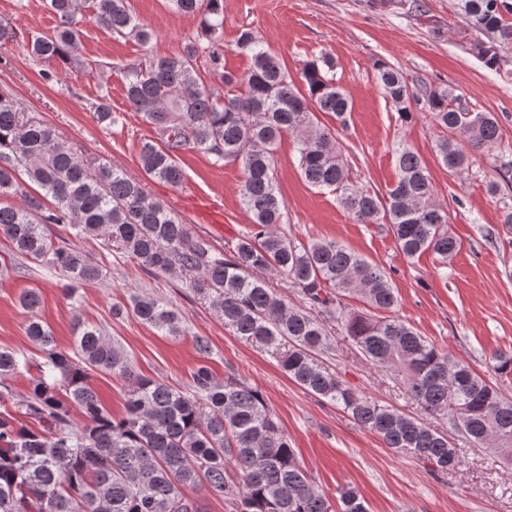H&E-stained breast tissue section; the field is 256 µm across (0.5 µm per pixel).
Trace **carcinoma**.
Segmentation results:
<instances>
[{
    "instance_id": "obj_1",
    "label": "carcinoma",
    "mask_w": 512,
    "mask_h": 512,
    "mask_svg": "<svg viewBox=\"0 0 512 512\" xmlns=\"http://www.w3.org/2000/svg\"><path fill=\"white\" fill-rule=\"evenodd\" d=\"M168 3L200 21L180 53L123 67L126 98L154 130L140 143L141 168L152 179L178 185L180 155L189 150L215 165H239L240 200L252 217L251 230L231 249H216L139 180L74 149L0 88V238L14 254L60 271L69 296L98 281L103 269L95 255L69 247L68 235L102 237L152 275L189 274L195 291L235 335L275 354L290 380L341 407L385 447L433 472L455 470L462 464L460 449L428 422L441 418L512 463L511 399L403 319L347 309L343 299L356 295L373 310L394 311L398 297L384 269L336 241L298 243L276 229L284 205L275 185V152L289 134L310 185L335 193L357 222L387 225L406 257L429 253L446 266L459 244L448 228L450 213L433 199L427 165L403 147L397 151L398 180L386 193L350 183L338 142L317 116L331 113L344 123L351 111L350 99L329 76L327 58L306 62L297 85L279 58L244 29L236 48L250 58V67L227 71L224 0ZM49 8L57 26L31 42V54L49 63L77 59L89 11L114 35L149 39L127 0H49ZM458 8L468 28L483 35L468 51L497 66L502 52L512 50V0H458ZM200 61L220 87L201 76ZM376 72L395 111L411 117L414 94L399 70L380 61ZM428 102L435 126L456 134L438 143L448 169L464 171L472 153L499 148L494 113L473 112L446 89L431 93ZM22 175L52 205L32 195L23 206L9 203ZM274 273L291 280L304 306L285 302L270 283ZM19 303L31 313L25 333L42 347L45 361L29 395L18 400L5 384L19 367L18 354L0 350V512H204L201 492L224 498L232 512H367L353 487L339 489L340 510H334L263 394L234 376L219 381L213 375L205 361L207 337L194 339L203 361L183 391L137 374L123 347L80 319L73 353L59 350L35 315L38 292H24ZM130 307L143 323L169 336L181 334L178 314L159 300L135 295ZM331 321L367 361L397 376L423 417H407L350 389L319 361ZM92 371L128 383L123 415L103 405L90 383ZM75 412L83 420L79 427Z\"/></svg>"
}]
</instances>
